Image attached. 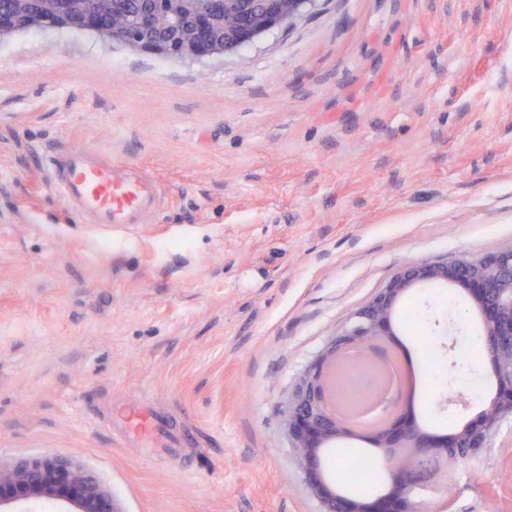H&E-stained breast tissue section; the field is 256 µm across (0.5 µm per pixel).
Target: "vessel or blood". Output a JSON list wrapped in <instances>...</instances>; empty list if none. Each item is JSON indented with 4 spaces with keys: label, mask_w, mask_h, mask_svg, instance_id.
Masks as SVG:
<instances>
[{
    "label": "vessel or blood",
    "mask_w": 512,
    "mask_h": 512,
    "mask_svg": "<svg viewBox=\"0 0 512 512\" xmlns=\"http://www.w3.org/2000/svg\"><path fill=\"white\" fill-rule=\"evenodd\" d=\"M47 179L49 188L71 205L77 222L111 229L113 248L124 245L130 226L153 224L159 217L155 180L130 173L122 164L102 161L98 151L67 149L51 157ZM127 435L160 460L167 449L183 445L165 423L150 414L135 419Z\"/></svg>",
    "instance_id": "obj_1"
}]
</instances>
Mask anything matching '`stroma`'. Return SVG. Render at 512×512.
Wrapping results in <instances>:
<instances>
[{"instance_id":"35a3bbf8","label":"stroma","mask_w":512,"mask_h":512,"mask_svg":"<svg viewBox=\"0 0 512 512\" xmlns=\"http://www.w3.org/2000/svg\"><path fill=\"white\" fill-rule=\"evenodd\" d=\"M95 149L155 177L160 220L108 250L46 193ZM512 247V0H316L220 59L68 30L0 41V459L64 456L123 512H323L285 410L326 343L404 268ZM396 327L423 429L489 404L458 288L406 293ZM466 390L448 404V388ZM195 438L161 463L79 422L97 389ZM512 418L433 512H512ZM195 476H186V466Z\"/></svg>"}]
</instances>
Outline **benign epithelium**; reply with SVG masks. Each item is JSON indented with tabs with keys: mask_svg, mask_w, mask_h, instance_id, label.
I'll return each mask as SVG.
<instances>
[{
	"mask_svg": "<svg viewBox=\"0 0 512 512\" xmlns=\"http://www.w3.org/2000/svg\"><path fill=\"white\" fill-rule=\"evenodd\" d=\"M314 0H265L263 13L254 15L253 0H236V25L214 36L208 20L195 21V32L179 42L151 40L110 28L108 17L78 20L62 9L52 13L31 9L0 17V39L33 28L83 27L98 40L119 42L138 51L175 53L183 60L219 58L265 33L295 21ZM432 285L462 289L478 312L487 350L496 356L494 369L501 376L495 403L468 422L461 433L445 436L421 430L399 399L381 426L367 432L389 474L386 493L373 499L341 498L317 465L319 449L336 438L352 435L346 423L328 409L329 388L336 361L342 352L360 347L391 345L393 312L411 288ZM512 415V248L477 260L451 263L420 262L405 268L385 288L356 310L347 325L332 338L305 369L288 404L287 430L307 483L328 512H419L410 480L412 470L430 460L446 470L458 463L450 448H467L468 456L482 447L487 436L506 416ZM48 503L56 512H123L109 490L92 474L62 456L0 461V512H35Z\"/></svg>",
	"mask_w": 512,
	"mask_h": 512,
	"instance_id": "7a95c632",
	"label": "benign epithelium"
}]
</instances>
